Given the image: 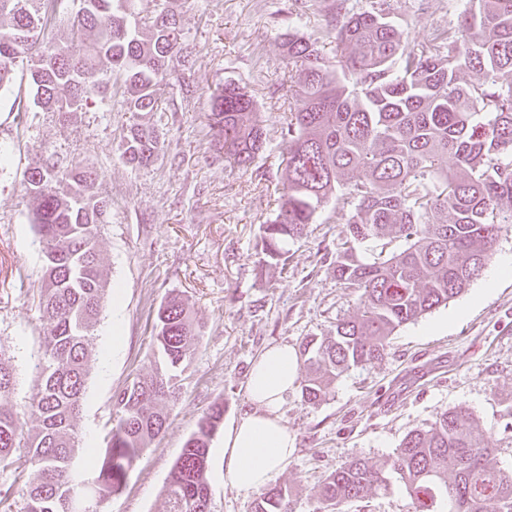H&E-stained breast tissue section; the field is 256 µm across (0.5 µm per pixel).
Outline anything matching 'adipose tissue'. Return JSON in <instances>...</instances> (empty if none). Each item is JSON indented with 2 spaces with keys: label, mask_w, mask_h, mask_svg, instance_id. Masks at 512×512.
<instances>
[{
  "label": "adipose tissue",
  "mask_w": 512,
  "mask_h": 512,
  "mask_svg": "<svg viewBox=\"0 0 512 512\" xmlns=\"http://www.w3.org/2000/svg\"><path fill=\"white\" fill-rule=\"evenodd\" d=\"M298 357L286 344L266 348L247 384L252 405L224 435L222 472L226 484L249 496L265 488L289 462L296 437L281 409L297 387Z\"/></svg>",
  "instance_id": "1"
}]
</instances>
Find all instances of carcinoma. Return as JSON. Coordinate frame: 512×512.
I'll return each mask as SVG.
<instances>
[{
    "mask_svg": "<svg viewBox=\"0 0 512 512\" xmlns=\"http://www.w3.org/2000/svg\"><path fill=\"white\" fill-rule=\"evenodd\" d=\"M137 0H80L74 17L59 0H0V88L18 59L31 55L35 100L66 114L105 101L112 75L122 80L130 123L123 156L135 166L158 156L162 137L143 118L160 111V91L173 79L169 62L183 52L179 13L168 7L139 16ZM337 0L327 28L341 54L327 62L317 40L296 32L282 43L291 66L292 99L284 133L285 179L272 219L261 225L262 250L282 260L285 245L305 235L319 210L336 199L345 220L332 265L360 292L359 313L327 336H307L304 401L326 398L344 373L383 359L400 327L445 305L479 274L503 229L512 227V0H470L463 23L411 43L389 20L390 4L350 13ZM65 25L57 43L49 30ZM483 76L461 82L460 73ZM209 128L217 151L247 165L265 133L246 87L226 82L211 97ZM453 165H448V159ZM99 173L80 163L28 169L26 194L44 256V362L26 422L0 407V468L24 464L37 481L26 512H75L73 479L87 481L88 512H105L128 470L160 434L179 397L172 371L185 364L199 329L189 305L169 295L156 312L155 336L165 370L139 378L115 396L117 423L104 448L83 447L76 431L88 377L89 338L108 293L98 242L109 199L94 191ZM14 380L0 346V401ZM224 405L202 416L166 486L167 512H207L209 454ZM495 449L473 416L450 409L427 429H413L381 463L356 458L328 475L315 512H335L403 481L414 512H512V475L493 464ZM87 459L81 473L77 456ZM254 512H292L288 487L260 493Z\"/></svg>",
    "mask_w": 512,
    "mask_h": 512,
    "instance_id": "carcinoma-1",
    "label": "carcinoma"
}]
</instances>
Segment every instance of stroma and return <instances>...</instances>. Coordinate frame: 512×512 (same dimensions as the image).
I'll use <instances>...</instances> for the list:
<instances>
[{"instance_id": "obj_1", "label": "stroma", "mask_w": 512, "mask_h": 512, "mask_svg": "<svg viewBox=\"0 0 512 512\" xmlns=\"http://www.w3.org/2000/svg\"><path fill=\"white\" fill-rule=\"evenodd\" d=\"M333 3L186 0L179 12L191 54L188 62L171 63L175 77L163 91V109L150 117L164 144L153 163L138 169L122 157L128 116L119 100L104 110L92 104L66 115L44 111L22 67L0 93V344L15 377L6 407L28 430L37 428L30 405L44 354V260L24 190L35 162L95 166L97 190L111 202L99 248L122 305L105 303L89 341V378L77 419L84 443L105 447L115 394L152 373L159 360L155 312L166 296L180 294L200 326L165 427L132 466L108 512H166L165 487L202 415L220 403L229 424L250 410L246 387L255 358L274 344L299 347L304 337L328 333L358 312V291L332 268L344 228L334 206L288 243L286 263L263 265L258 247L285 170L283 131L292 98L281 35L297 30L318 38L324 57L335 61L336 45L324 37ZM469 7L468 0H390L392 19L414 43L457 25ZM227 81L247 87L265 128L266 148L246 169L219 156L209 136L210 98ZM116 318L124 336L117 354ZM453 408L472 413L495 449V465L512 474V277L488 291L474 279L448 305L402 326L382 360L338 378L318 404L290 395L282 417L296 435V451L274 482L289 487L293 512H313L327 475L356 458L385 460L408 431ZM223 446V434H216L208 510L253 512V497L224 483ZM339 512H412V503L394 477L388 491L343 504Z\"/></svg>"}]
</instances>
